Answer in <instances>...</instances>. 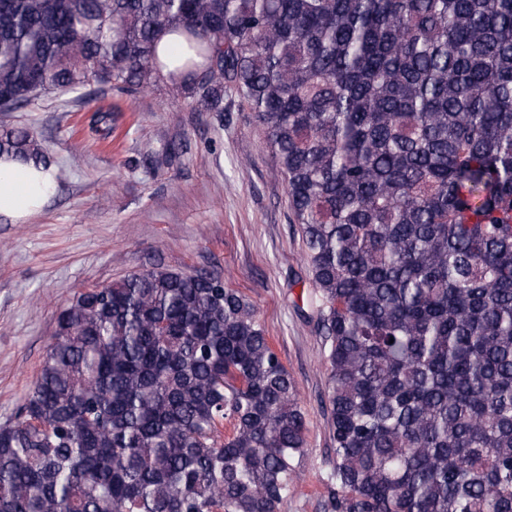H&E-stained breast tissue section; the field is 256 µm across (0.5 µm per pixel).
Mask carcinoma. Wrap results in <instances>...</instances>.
<instances>
[{
  "label": "carcinoma",
  "instance_id": "obj_1",
  "mask_svg": "<svg viewBox=\"0 0 512 512\" xmlns=\"http://www.w3.org/2000/svg\"><path fill=\"white\" fill-rule=\"evenodd\" d=\"M162 85L197 112L235 89L285 176L327 512H512V0H0L1 115ZM0 155L68 178L27 128ZM305 447L252 304L151 267L59 313L0 512H286Z\"/></svg>",
  "mask_w": 512,
  "mask_h": 512
}]
</instances>
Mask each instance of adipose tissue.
Here are the masks:
<instances>
[{
	"mask_svg": "<svg viewBox=\"0 0 512 512\" xmlns=\"http://www.w3.org/2000/svg\"><path fill=\"white\" fill-rule=\"evenodd\" d=\"M43 170L0 156V219L18 224L36 214L51 197Z\"/></svg>",
	"mask_w": 512,
	"mask_h": 512,
	"instance_id": "obj_1",
	"label": "adipose tissue"
}]
</instances>
